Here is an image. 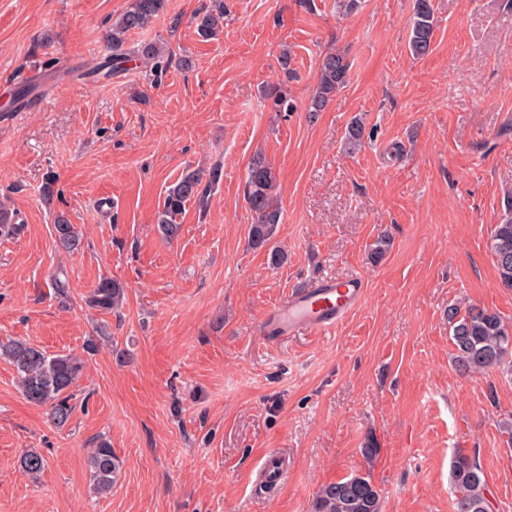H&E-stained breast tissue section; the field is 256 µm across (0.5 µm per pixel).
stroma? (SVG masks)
<instances>
[{
    "label": "stroma",
    "instance_id": "35a3bbf8",
    "mask_svg": "<svg viewBox=\"0 0 512 512\" xmlns=\"http://www.w3.org/2000/svg\"><path fill=\"white\" fill-rule=\"evenodd\" d=\"M339 2L224 0V31L205 41L194 17L211 0H168L126 41L168 46L158 82L134 61L84 76L129 0H0V201L23 226L0 236V339L87 359L61 428L0 360V512H310L321 486L366 473L382 512H453L460 454L482 468L494 512H512V378L458 371L448 329L452 304L512 322L488 249L512 193V0H434L420 58L412 0ZM328 51L345 54L349 81L313 116ZM276 88L294 111L275 109ZM356 117L371 137L350 153ZM257 153L277 175L278 267L248 245ZM198 167L222 179L164 240V191ZM59 214L82 228L81 251H58ZM355 274L365 298L335 329L261 334L295 291ZM103 278L125 288L109 313L85 303ZM102 439L120 463L104 496L87 465ZM29 451L46 460L35 477L20 465ZM271 452L287 477L256 488ZM433 0H414L409 34V49L413 56L422 57L432 51L437 29Z\"/></svg>",
    "mask_w": 512,
    "mask_h": 512
}]
</instances>
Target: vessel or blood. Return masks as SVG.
Segmentation results:
<instances>
[{
	"mask_svg": "<svg viewBox=\"0 0 512 512\" xmlns=\"http://www.w3.org/2000/svg\"><path fill=\"white\" fill-rule=\"evenodd\" d=\"M365 280L358 275L342 280L322 279L288 302L267 310L261 318L265 336L279 339L300 331L322 333L335 328L364 299Z\"/></svg>",
	"mask_w": 512,
	"mask_h": 512,
	"instance_id": "obj_1",
	"label": "vessel or blood"
}]
</instances>
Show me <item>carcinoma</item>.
Instances as JSON below:
<instances>
[{
  "instance_id": "cac0c4a2",
  "label": "carcinoma",
  "mask_w": 512,
  "mask_h": 512,
  "mask_svg": "<svg viewBox=\"0 0 512 512\" xmlns=\"http://www.w3.org/2000/svg\"><path fill=\"white\" fill-rule=\"evenodd\" d=\"M168 0H129V5L113 23L108 35L112 52L106 55L91 71L93 75L108 77L124 70V64L137 53L142 63L149 67L155 79L166 75L169 60L166 49L146 45L133 52L125 50L126 35L133 30L150 27L164 12ZM215 10L197 18V29L204 38L217 34L224 25V3L217 0ZM437 29L433 0H413V17L409 34L412 55L422 57L432 51ZM350 65L344 54H325L316 70V86L310 108L318 112L343 89L349 79ZM365 125L353 119L347 130L346 144L356 148L363 142ZM222 171L215 167L208 171L207 183L195 172H190L165 193L162 209L158 211V232L166 238L178 236L177 219L185 213L191 201L204 203L208 189L219 184ZM276 172L265 157L253 156L248 165L245 199L253 216L249 225L248 240L254 248H264L274 238L282 223V207L275 190ZM54 237L58 249L72 253L81 247L82 236L77 227L63 216L55 219ZM22 230L14 222L13 212L0 208V235L13 236ZM488 248L498 270L499 281L512 289V199L508 200L498 224L490 235ZM124 286L117 280L103 278L89 293L86 304L100 312L110 313L122 305ZM450 340L454 346L456 367L463 372L499 370L512 375V324L500 314L471 305L465 309L454 306L448 309ZM0 358L8 361L16 372L18 387L24 398L39 406H46L52 422L65 425L72 412L73 391L84 372V362L70 354L49 355L20 340L0 341ZM22 468L29 474H38L45 468L44 457L37 452L26 454ZM90 481L99 494H108L116 481L119 465L111 446L100 441L88 455ZM451 485L454 492V512H493L491 492L479 465L460 455L451 468ZM311 512H381V493L370 475H354L322 486L316 493Z\"/></svg>"
}]
</instances>
